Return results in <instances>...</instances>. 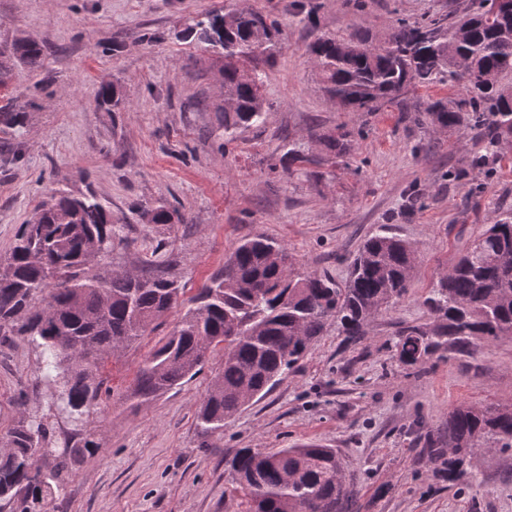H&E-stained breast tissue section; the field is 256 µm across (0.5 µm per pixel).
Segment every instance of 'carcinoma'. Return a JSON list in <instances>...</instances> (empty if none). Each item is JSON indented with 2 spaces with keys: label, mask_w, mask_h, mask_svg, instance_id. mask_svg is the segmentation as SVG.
<instances>
[{
  "label": "carcinoma",
  "mask_w": 512,
  "mask_h": 512,
  "mask_svg": "<svg viewBox=\"0 0 512 512\" xmlns=\"http://www.w3.org/2000/svg\"><path fill=\"white\" fill-rule=\"evenodd\" d=\"M487 0H468L462 13L446 18L397 22L380 44L350 36H325L311 47L321 90L351 112H378L389 104L408 111L412 88L448 79L463 82L465 94L433 100L411 119L433 129L478 131L486 154L452 176L463 179L488 164L494 149L512 137V18L486 10ZM275 23L254 11L207 12L191 19L181 38L203 44L222 69L224 133L263 123L267 112L265 74L246 62L275 56ZM33 70L44 67L47 49L14 40L0 56ZM116 85L103 84L95 104L121 105ZM352 132L343 127L321 137L329 153L345 157ZM176 210H142L148 224L168 225ZM112 210L92 192L52 190L33 217L19 225L10 252L0 257V335L25 338L41 350L49 387L44 404L23 411L0 436V512H48V501L73 466L90 453L82 437L84 415L100 384L83 367L92 353L102 358L145 335L180 294L177 281L151 271L90 273L112 254ZM415 248L380 230L369 236L339 288L317 274L296 275L288 249L265 237L240 243L224 270L203 285L173 330L162 338L141 369L132 397L154 399L192 379L212 342L224 344L223 365L200 406L204 433L224 423L288 375L331 325L354 342L372 318L410 286ZM433 316L427 330L401 331L400 361L417 367L442 343L459 353L473 341L512 336V211L499 215L440 274L426 298ZM65 416L79 440L58 454L49 437L50 419ZM512 448V407H460L448 419V479L467 474L464 465L489 443ZM233 491L246 512H351L355 496L343 463L332 448L309 443L296 448H242L228 462Z\"/></svg>",
  "instance_id": "1"
}]
</instances>
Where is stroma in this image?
I'll use <instances>...</instances> for the list:
<instances>
[{"label": "stroma", "mask_w": 512, "mask_h": 512, "mask_svg": "<svg viewBox=\"0 0 512 512\" xmlns=\"http://www.w3.org/2000/svg\"><path fill=\"white\" fill-rule=\"evenodd\" d=\"M464 0H0V44L47 46L43 71L15 64L0 106V253L52 189H87L110 202L111 268L160 270L177 280L178 305L152 332L92 366L99 398L86 415L92 454L56 492L53 512H245L230 493L227 462L242 448L318 442L336 450L354 483L357 512H512V450L478 455L472 477L448 478L431 451L448 441L461 405L512 404V338L476 343L463 356L442 347L422 366L402 364L399 331L429 327L425 304L437 276L502 211L512 210V142L491 175L457 180L452 169L485 151L475 132L443 131L397 107L341 110L319 88L309 44L325 34L384 41L397 20L452 17ZM249 9L278 24L279 50L259 59L265 122L224 134L217 112L222 62L178 33L196 15ZM53 80L42 84L44 73ZM118 84L120 111L96 106ZM353 133L351 155L331 159L311 134ZM308 162L289 163V142ZM167 204L173 227L140 208ZM416 249L406 295L347 342L328 329L266 396L204 434L196 412L222 367L211 354L191 380L162 397L131 399L158 341L243 240L284 244L300 272L345 285L363 240L379 229ZM40 351L0 342V434L45 399Z\"/></svg>", "instance_id": "stroma-1"}]
</instances>
